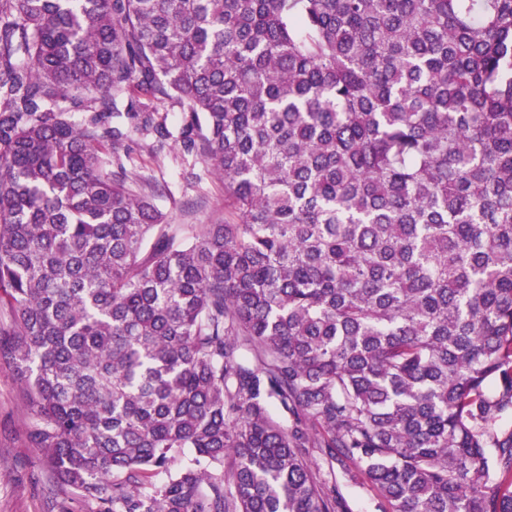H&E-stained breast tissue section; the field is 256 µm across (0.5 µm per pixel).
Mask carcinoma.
<instances>
[{"mask_svg":"<svg viewBox=\"0 0 512 512\" xmlns=\"http://www.w3.org/2000/svg\"><path fill=\"white\" fill-rule=\"evenodd\" d=\"M142 96L224 219L124 166ZM0 305L98 512H347L308 448L512 512V0H0Z\"/></svg>","mask_w":512,"mask_h":512,"instance_id":"1","label":"carcinoma"}]
</instances>
